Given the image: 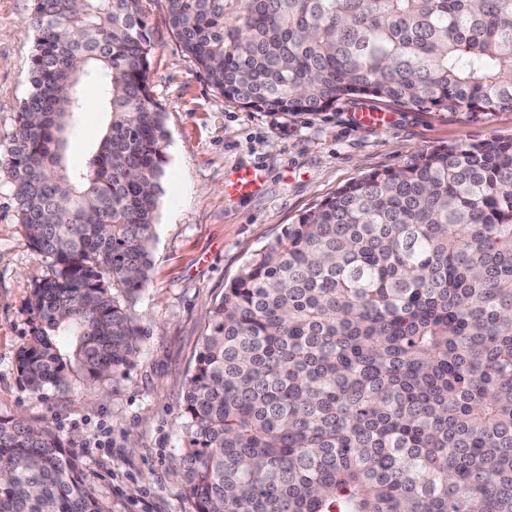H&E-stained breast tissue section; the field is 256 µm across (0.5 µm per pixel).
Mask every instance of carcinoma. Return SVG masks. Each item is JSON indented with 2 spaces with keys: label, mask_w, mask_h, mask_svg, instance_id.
Instances as JSON below:
<instances>
[{
  "label": "carcinoma",
  "mask_w": 512,
  "mask_h": 512,
  "mask_svg": "<svg viewBox=\"0 0 512 512\" xmlns=\"http://www.w3.org/2000/svg\"><path fill=\"white\" fill-rule=\"evenodd\" d=\"M143 0H33L31 89L0 167L51 261L17 371L40 398L116 378L142 329L168 164ZM188 61L244 109L374 97L512 112V0H162ZM100 85L110 122L64 162ZM72 338L65 358L56 338ZM194 512H512V140L426 148L257 250L212 308L182 397ZM0 512H112L50 426L0 416ZM81 96L85 104L84 112L77 116L67 149L68 163L73 168L84 165L110 120L109 114L99 106L100 89L96 83L83 82Z\"/></svg>",
  "instance_id": "obj_1"
}]
</instances>
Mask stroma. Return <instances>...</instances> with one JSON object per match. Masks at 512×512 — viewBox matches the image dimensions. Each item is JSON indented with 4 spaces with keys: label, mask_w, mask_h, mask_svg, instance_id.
Returning <instances> with one entry per match:
<instances>
[{
    "label": "stroma",
    "mask_w": 512,
    "mask_h": 512,
    "mask_svg": "<svg viewBox=\"0 0 512 512\" xmlns=\"http://www.w3.org/2000/svg\"><path fill=\"white\" fill-rule=\"evenodd\" d=\"M143 6L155 43L150 88L165 114L168 165L149 284L133 308L143 329L137 352L114 381L77 375L68 394L43 399L27 389L16 368L31 332L25 303L49 264L30 249L15 216L11 178L0 168V416L51 426L112 512H193L179 493L174 463L184 382L204 322L248 254L338 187L398 167L421 149L512 140V112H428L376 98L343 100L316 113L245 110L188 62L160 0ZM30 8L31 0H0L2 145L30 91ZM81 96L85 107L67 149L74 168L84 165L110 120L96 83L83 82ZM244 170L259 174V186L228 194Z\"/></svg>",
    "instance_id": "stroma-1"
}]
</instances>
